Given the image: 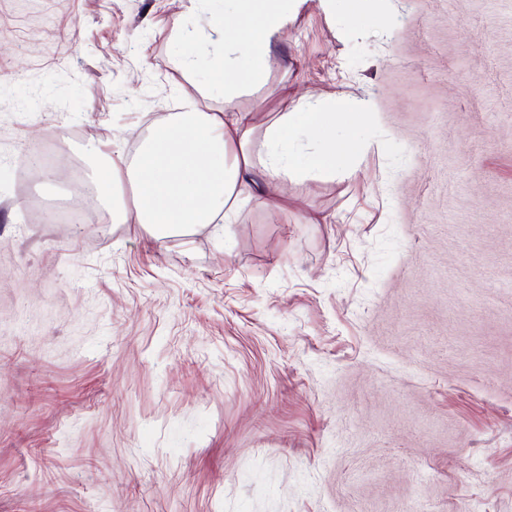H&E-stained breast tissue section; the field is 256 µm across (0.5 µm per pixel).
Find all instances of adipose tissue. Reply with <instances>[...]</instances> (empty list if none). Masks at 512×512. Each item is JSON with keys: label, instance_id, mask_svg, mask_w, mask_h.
<instances>
[{"label": "adipose tissue", "instance_id": "obj_1", "mask_svg": "<svg viewBox=\"0 0 512 512\" xmlns=\"http://www.w3.org/2000/svg\"><path fill=\"white\" fill-rule=\"evenodd\" d=\"M305 2L224 0L223 11L211 14L212 56L203 62L185 54L178 67L186 74L207 73L209 89L224 93V109L208 112L185 99L180 111L151 129L132 158L94 171L111 223L140 224L157 240L219 219L234 224L255 196L282 198L289 180L335 175L347 169L352 150L371 148L370 140L353 134L334 137L337 120L372 111L371 100L328 93L301 101L287 86L268 85L274 51ZM260 89L281 109L259 134L237 101ZM305 133L324 140V148L303 152ZM125 184L133 191L129 203L121 193Z\"/></svg>", "mask_w": 512, "mask_h": 512}]
</instances>
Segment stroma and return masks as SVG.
Segmentation results:
<instances>
[{"label":"stroma","instance_id":"1","mask_svg":"<svg viewBox=\"0 0 512 512\" xmlns=\"http://www.w3.org/2000/svg\"><path fill=\"white\" fill-rule=\"evenodd\" d=\"M187 0H0V512H512V0H306L270 85L372 97L352 175L152 239L42 223L192 97ZM27 214V213H26ZM320 7L328 18L336 19V13L342 12L349 20L342 34L347 39L359 37L362 34V27L356 24L355 19L360 15L361 0H319Z\"/></svg>","mask_w":512,"mask_h":512}]
</instances>
